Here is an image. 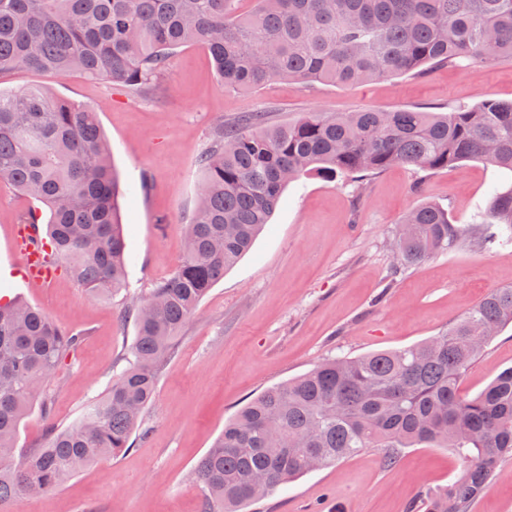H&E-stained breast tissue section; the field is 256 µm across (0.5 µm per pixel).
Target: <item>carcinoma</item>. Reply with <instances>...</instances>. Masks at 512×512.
I'll use <instances>...</instances> for the list:
<instances>
[{"mask_svg": "<svg viewBox=\"0 0 512 512\" xmlns=\"http://www.w3.org/2000/svg\"><path fill=\"white\" fill-rule=\"evenodd\" d=\"M0 0V76L78 71L141 90L179 48L211 55L224 87L274 82L360 84L467 60L512 57V0ZM476 160L512 172V103L485 99L451 112L363 108L312 112L272 124L244 112L214 131L198 165L202 187L180 265L153 285L133 316L131 358L106 392L46 445L14 457L20 424L80 337L15 295L0 303V512L59 489L84 467L147 435L158 368L209 290L270 223L288 184L314 174L362 182L403 165L434 172ZM0 180L49 209L50 256L90 294L126 285L120 185L92 109L33 86L0 91ZM401 260L418 264L459 245L461 229L430 202L401 220ZM478 243L512 242V186L494 190ZM512 324V287L490 291L448 329L421 343L333 357L244 404L194 466L201 512H239L293 478L384 449L449 448L460 473L429 491L423 512H470L500 461L512 456V368L473 396L469 367Z\"/></svg>", "mask_w": 512, "mask_h": 512, "instance_id": "obj_1", "label": "carcinoma"}]
</instances>
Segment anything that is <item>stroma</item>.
Instances as JSON below:
<instances>
[{"instance_id": "1", "label": "stroma", "mask_w": 512, "mask_h": 512, "mask_svg": "<svg viewBox=\"0 0 512 512\" xmlns=\"http://www.w3.org/2000/svg\"><path fill=\"white\" fill-rule=\"evenodd\" d=\"M32 84L97 112L124 192L129 263L126 290L109 301L63 273L51 287L27 288L22 259L8 250L33 203L0 181V283L82 336L49 381L51 415L36 406L23 419L22 448L43 445L47 421L75 422L125 367L135 328L120 312L181 262L184 226L200 193L198 158L218 123L266 110L281 123L309 112H450L486 99L512 103V57L353 88L289 81L227 89L200 47L178 49L157 90L147 93L77 73L19 70L0 77V88L12 92ZM511 185L512 173L477 161L435 173L394 166L359 192L317 176L294 181L251 250L210 290L176 340L146 413L148 435L56 491L19 499L12 512H200L192 469L247 401L328 357L423 342L490 290L512 287L511 244L483 249L468 238L415 265L400 264L393 247L399 220L419 203H436L455 225L471 228L490 190ZM511 366L509 327L471 365L464 391L476 394ZM383 454L362 449L279 487L246 512H419L423 496L461 469L446 448H405L391 465ZM471 512H512V457L501 461Z\"/></svg>"}]
</instances>
